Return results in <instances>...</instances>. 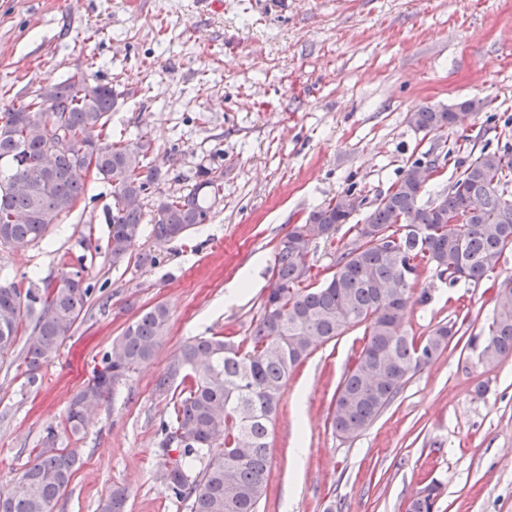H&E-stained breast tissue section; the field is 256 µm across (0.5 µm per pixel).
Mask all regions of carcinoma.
Wrapping results in <instances>:
<instances>
[{
	"label": "carcinoma",
	"mask_w": 512,
	"mask_h": 512,
	"mask_svg": "<svg viewBox=\"0 0 512 512\" xmlns=\"http://www.w3.org/2000/svg\"><path fill=\"white\" fill-rule=\"evenodd\" d=\"M114 103L111 86L76 72L40 85L30 99L0 113V234L10 245L43 240L84 195L91 173L112 184L108 223L114 264L145 233L158 243L170 242L212 219L224 172L201 165L186 193L164 194L148 133L117 143L106 133ZM484 107L479 99L440 110L422 106L410 113L409 124L426 134L442 133ZM57 127L73 141L72 148L53 146ZM423 158L428 155L414 159L383 195L370 200L351 186L310 211L289 231L306 236L302 247H275L274 283L250 336L195 338L157 380L156 390L168 394L181 377L161 442L162 450L177 452V458L173 466H163L162 480L189 512H258L268 484L270 424L288 378L318 345L364 327V343L333 398L332 426L345 440L363 433L416 371L447 350L455 324H439L424 337L410 333L403 323L408 295L428 267L448 276L451 286L461 280L476 285L512 249V146L483 150L461 163L448 188L425 205L419 204L424 182L415 173ZM353 196L364 216L352 225L353 212L344 204ZM148 198L154 215L147 223ZM343 224L351 237L336 251L334 272L320 285L310 284L315 274L307 255L317 242L333 239ZM366 224L382 237L352 247ZM456 270L462 276H453ZM92 291L79 271L63 272L41 288L0 282V360L14 354L22 330L31 328L24 363L27 382L34 385L41 366L85 316ZM168 321V309L158 304L112 341L101 369L70 403L65 426L71 433H81L87 425L84 412L154 357ZM470 346L479 349L478 361L487 366L512 355L511 275L497 282L492 316ZM56 437L54 427L45 429L44 449L21 473L13 494L0 498V512H54L79 462L74 451L55 447ZM439 490L428 484L407 512H438ZM126 501L125 490L116 487L100 512H126Z\"/></svg>",
	"instance_id": "1"
}]
</instances>
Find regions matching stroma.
<instances>
[{
  "label": "stroma",
  "instance_id": "stroma-1",
  "mask_svg": "<svg viewBox=\"0 0 512 512\" xmlns=\"http://www.w3.org/2000/svg\"><path fill=\"white\" fill-rule=\"evenodd\" d=\"M111 85L113 141L149 133L164 193L185 192L199 166L223 169L214 218L168 243L142 237L113 262L112 185L92 179L45 240L0 247V279L20 287L82 270L94 301L26 383L22 351L0 365V495H9L55 426L79 469L54 512H99L112 488L127 512H187L160 479L161 425L173 403L155 380L186 342L248 337L273 283L275 247L349 185L385 193L422 154L470 160L512 144V0H0V112L73 71ZM480 99L483 111L425 136L421 106ZM152 254V264L140 263ZM253 288L224 296L242 271ZM494 280L449 285L427 270L404 318L419 336L458 332L359 437L332 428L331 400L363 342L356 327L321 344L289 378L269 435L259 512H406L429 482L440 512H512V356L479 363L468 342L491 316ZM169 310L154 357L64 429L71 399L114 337L151 307ZM303 447L295 457V447Z\"/></svg>",
  "mask_w": 512,
  "mask_h": 512
}]
</instances>
